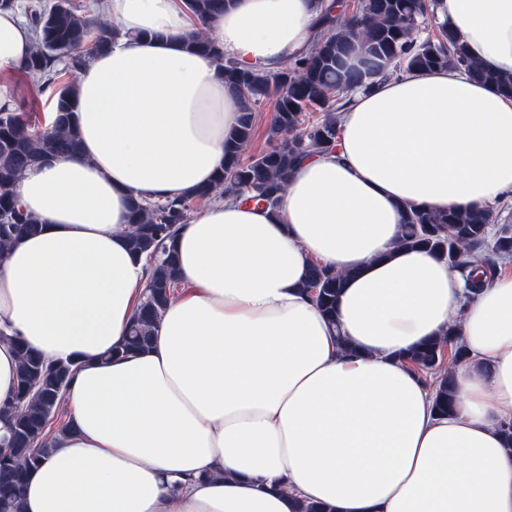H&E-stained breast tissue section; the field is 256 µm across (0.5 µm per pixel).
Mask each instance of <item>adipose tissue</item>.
<instances>
[{
	"instance_id": "adipose-tissue-1",
	"label": "adipose tissue",
	"mask_w": 512,
	"mask_h": 512,
	"mask_svg": "<svg viewBox=\"0 0 512 512\" xmlns=\"http://www.w3.org/2000/svg\"><path fill=\"white\" fill-rule=\"evenodd\" d=\"M322 2L228 0L209 34L273 70L311 44ZM107 10L122 35L79 74L80 148L18 180L40 230L0 257V404L14 339L80 363L23 512H512V273L472 296L447 261L397 245L406 205L512 193V97L461 70L366 78L336 150L297 167L277 210L224 200L183 224V292L148 350L110 360L145 283L131 201L209 184L239 112L187 47L184 0ZM437 15L487 70L512 72V0H438ZM32 38L0 9V70H25ZM315 264L345 276L338 327L303 290ZM453 321L468 360L441 416L406 356Z\"/></svg>"
}]
</instances>
